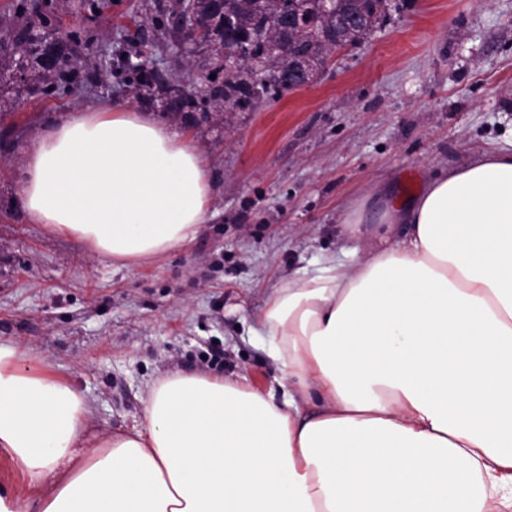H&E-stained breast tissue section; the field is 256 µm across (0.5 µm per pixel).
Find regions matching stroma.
Returning a JSON list of instances; mask_svg holds the SVG:
<instances>
[{
	"label": "stroma",
	"instance_id": "35a3bbf8",
	"mask_svg": "<svg viewBox=\"0 0 512 512\" xmlns=\"http://www.w3.org/2000/svg\"><path fill=\"white\" fill-rule=\"evenodd\" d=\"M176 0H45L28 21L47 38L94 40V81L60 97L23 76L0 86V341L31 349L84 393L97 430L141 420L149 381L171 373L247 376L268 389L277 369L247 319L285 277L315 274L402 225L343 215L370 191L404 193L435 169L512 147V0H389L386 21L334 55L307 89L200 125L129 86L125 55L152 47L186 79L210 53H185ZM111 102L187 137L212 178L209 218L187 247L128 268L80 240L28 223L18 186L27 148L50 123Z\"/></svg>",
	"mask_w": 512,
	"mask_h": 512
}]
</instances>
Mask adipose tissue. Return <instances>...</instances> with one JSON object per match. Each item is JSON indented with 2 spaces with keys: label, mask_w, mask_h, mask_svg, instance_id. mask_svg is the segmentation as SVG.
Here are the masks:
<instances>
[{
  "label": "adipose tissue",
  "mask_w": 512,
  "mask_h": 512,
  "mask_svg": "<svg viewBox=\"0 0 512 512\" xmlns=\"http://www.w3.org/2000/svg\"><path fill=\"white\" fill-rule=\"evenodd\" d=\"M30 223L136 264L192 242L211 199L188 138L115 105L26 154ZM348 225L399 239L269 296L251 330L277 392L174 373L143 421L91 434L94 406L0 343V512H512V151L432 172Z\"/></svg>",
  "instance_id": "ef3b65f1"
}]
</instances>
